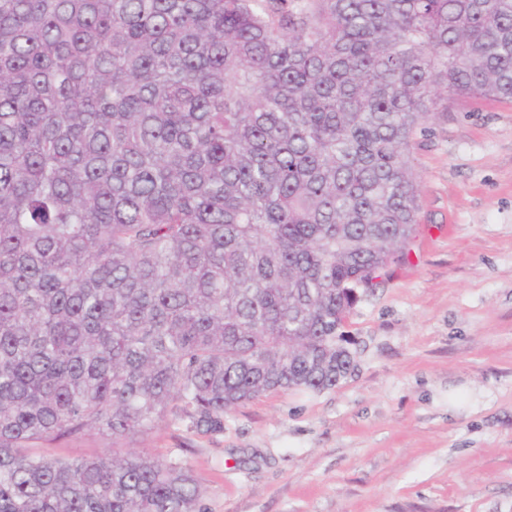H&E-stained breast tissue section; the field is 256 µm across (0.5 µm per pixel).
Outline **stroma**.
Here are the masks:
<instances>
[{"label": "stroma", "instance_id": "35a3bbf8", "mask_svg": "<svg viewBox=\"0 0 512 512\" xmlns=\"http://www.w3.org/2000/svg\"><path fill=\"white\" fill-rule=\"evenodd\" d=\"M411 158L417 233L346 318L340 384L263 395L217 435L163 421L50 454L182 457L205 512H512V103L435 113Z\"/></svg>", "mask_w": 512, "mask_h": 512}]
</instances>
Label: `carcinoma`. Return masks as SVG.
<instances>
[{
  "instance_id": "obj_1",
  "label": "carcinoma",
  "mask_w": 512,
  "mask_h": 512,
  "mask_svg": "<svg viewBox=\"0 0 512 512\" xmlns=\"http://www.w3.org/2000/svg\"><path fill=\"white\" fill-rule=\"evenodd\" d=\"M463 99L512 102V0H0V512H204L37 447L339 384Z\"/></svg>"
}]
</instances>
